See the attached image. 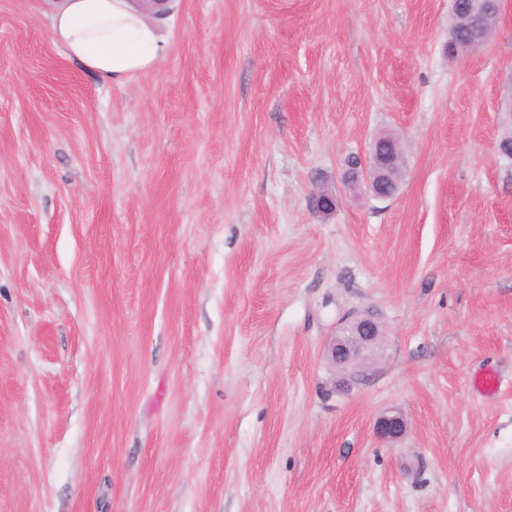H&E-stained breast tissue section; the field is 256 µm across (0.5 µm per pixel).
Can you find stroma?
I'll return each instance as SVG.
<instances>
[{"label": "stroma", "mask_w": 512, "mask_h": 512, "mask_svg": "<svg viewBox=\"0 0 512 512\" xmlns=\"http://www.w3.org/2000/svg\"><path fill=\"white\" fill-rule=\"evenodd\" d=\"M448 23L173 0L164 60L118 85L49 0H0V512H512V0L465 56ZM384 131L397 194L342 192ZM364 311L381 346L325 397ZM376 429L382 439L394 441L403 435L406 430V423L400 413L391 412L378 418Z\"/></svg>", "instance_id": "stroma-1"}]
</instances>
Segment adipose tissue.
Segmentation results:
<instances>
[{
  "instance_id": "obj_1",
  "label": "adipose tissue",
  "mask_w": 512,
  "mask_h": 512,
  "mask_svg": "<svg viewBox=\"0 0 512 512\" xmlns=\"http://www.w3.org/2000/svg\"><path fill=\"white\" fill-rule=\"evenodd\" d=\"M49 35L69 58L116 84L155 68L167 52L134 0H55Z\"/></svg>"
}]
</instances>
